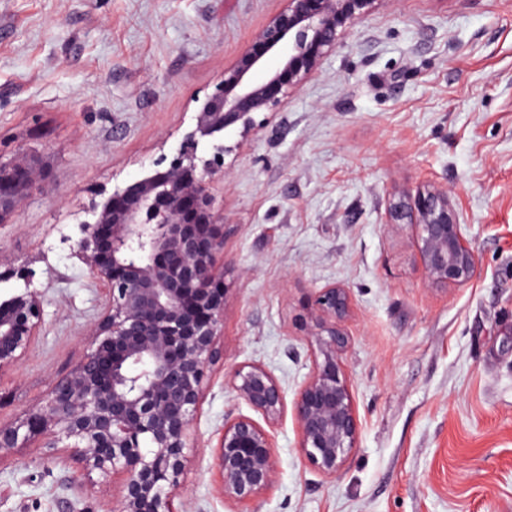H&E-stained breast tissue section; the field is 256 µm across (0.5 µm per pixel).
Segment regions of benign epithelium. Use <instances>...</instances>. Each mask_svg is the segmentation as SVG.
Wrapping results in <instances>:
<instances>
[{
  "instance_id": "7a95c632",
  "label": "benign epithelium",
  "mask_w": 512,
  "mask_h": 512,
  "mask_svg": "<svg viewBox=\"0 0 512 512\" xmlns=\"http://www.w3.org/2000/svg\"><path fill=\"white\" fill-rule=\"evenodd\" d=\"M384 0H285L207 93L195 127L171 159L122 188L102 186L79 223L73 254L101 283L106 304L92 324L86 353L60 379L44 405L15 425L0 427V459L32 440L73 449L81 469L121 480L117 512H178L174 502L188 462L190 430L208 369L224 355V213L213 185L224 177V130L246 136L256 115L274 112L336 50L352 25ZM279 66L261 82L253 74L272 56ZM203 139L207 155L198 154ZM42 182L37 162L0 158V223ZM387 223L409 224L432 286L467 285L478 265L448 189L426 185L392 195ZM351 298L327 286L310 297L306 336L312 372L292 402L299 449L327 478L341 473L357 448L360 424L346 357L343 323ZM40 298L31 292L0 299V372L13 367L39 335ZM235 397L258 413L224 421L214 451L221 491L250 502L270 490L278 465L269 429L286 411L277 379L263 366L233 370Z\"/></svg>"
}]
</instances>
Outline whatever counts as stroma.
<instances>
[{
    "label": "stroma",
    "instance_id": "stroma-1",
    "mask_svg": "<svg viewBox=\"0 0 512 512\" xmlns=\"http://www.w3.org/2000/svg\"><path fill=\"white\" fill-rule=\"evenodd\" d=\"M283 0H0V158L46 174L0 223V297L31 290L44 322L0 373V425L35 412L81 360L105 297L73 256L94 191L173 156L199 101ZM224 358L191 428L177 512H512V0H387L248 136L224 132ZM447 188L478 255L432 287L388 198ZM349 289L357 448L329 479L292 412L279 474L225 501L226 419L251 415L231 372L259 364L294 398L312 371L305 307ZM121 481L38 442L0 459V512H113Z\"/></svg>",
    "mask_w": 512,
    "mask_h": 512
}]
</instances>
